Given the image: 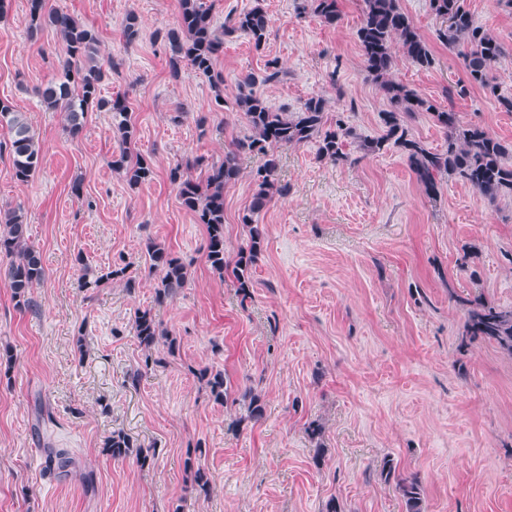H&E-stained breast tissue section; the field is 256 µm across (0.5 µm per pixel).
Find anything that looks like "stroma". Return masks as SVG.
Masks as SVG:
<instances>
[{
  "mask_svg": "<svg viewBox=\"0 0 512 512\" xmlns=\"http://www.w3.org/2000/svg\"><path fill=\"white\" fill-rule=\"evenodd\" d=\"M213 2L220 20L257 4L271 19L262 49L241 33L225 38L215 64L220 111L190 66L169 76L156 35L176 28L179 0H45L94 26L102 55L118 65L101 94L125 99L134 150L153 164L151 180L135 187L112 170L111 113L89 110L74 136L36 96L60 73L61 40L49 29L30 35L27 0H9L0 17V98L25 113L44 151L25 184L0 154V206L21 207L46 270L33 307L18 308L6 282L11 259L0 253V349L15 359L0 372V512H324L332 498L342 512H403L379 477L387 457L419 476L426 512H512V358L481 342L460 350L455 302L512 309V196L491 205L446 176L431 199L396 148L362 156L387 108L363 68L362 0H340L333 25L301 13V0ZM464 2L504 44L492 78L496 95L512 97V6ZM399 4L435 64L397 57L394 79L512 141V113L496 96L457 95L462 60L441 39L430 0ZM131 12L140 36L129 45L122 26ZM270 59L282 70L262 87L272 109L295 112L321 95L352 135L337 162L319 159L313 141L278 148L272 179L286 193L257 217L264 242L245 298L207 262L206 228L181 206L169 171L204 180L208 164L249 135L240 83L262 78ZM263 163L240 154L239 176L224 188L227 257L247 243L242 217ZM150 239L190 271L162 304L160 274L144 257ZM124 264L134 288L107 277ZM146 309L176 339L160 365L146 364L133 334ZM204 368L223 372L230 402L214 401L198 377ZM247 388L265 403L260 420H246L237 402ZM40 406L50 420L37 422ZM119 430L156 448L150 465L103 454ZM198 447L205 493L184 468ZM49 448L69 453L68 473L47 468Z\"/></svg>",
  "mask_w": 512,
  "mask_h": 512,
  "instance_id": "1",
  "label": "stroma"
}]
</instances>
